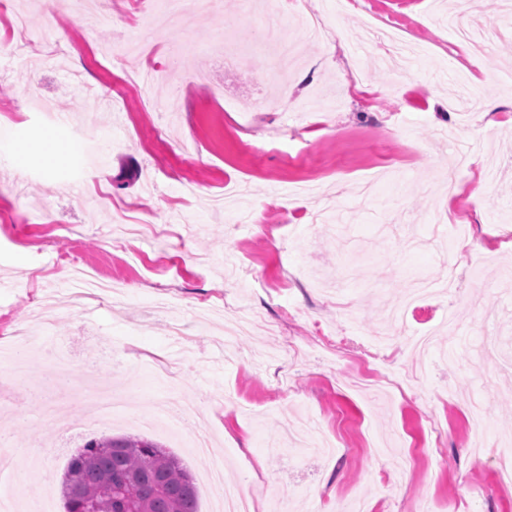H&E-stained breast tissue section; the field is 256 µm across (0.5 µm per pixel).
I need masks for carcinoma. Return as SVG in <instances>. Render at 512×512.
Listing matches in <instances>:
<instances>
[{
  "instance_id": "obj_1",
  "label": "carcinoma",
  "mask_w": 512,
  "mask_h": 512,
  "mask_svg": "<svg viewBox=\"0 0 512 512\" xmlns=\"http://www.w3.org/2000/svg\"><path fill=\"white\" fill-rule=\"evenodd\" d=\"M78 487L86 497L70 496ZM65 512H198L189 471L142 437L91 439L64 475Z\"/></svg>"
}]
</instances>
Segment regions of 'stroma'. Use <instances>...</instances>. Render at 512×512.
I'll list each match as a JSON object with an SVG mask.
<instances>
[{
    "label": "stroma",
    "instance_id": "1",
    "mask_svg": "<svg viewBox=\"0 0 512 512\" xmlns=\"http://www.w3.org/2000/svg\"><path fill=\"white\" fill-rule=\"evenodd\" d=\"M511 1L465 0L464 23L498 31L477 58L448 0H386L408 29L399 61L365 39L374 0H310L329 34L303 42L271 104L265 34L299 37L300 0H222L175 42L136 0L105 22L55 0H28L23 29L0 19L23 45L0 56V335L42 312L40 341L73 366L14 378L0 360L22 487L53 486L64 512L70 458L141 433L125 416L82 427L87 386L110 378L146 417L199 405L254 512H345L359 495L370 512H512L496 479L512 457V252L489 236L512 231ZM228 50L243 67L220 63ZM152 67L148 88L125 84ZM62 125L61 147L39 144ZM53 258L122 297L72 309ZM54 398L76 429L41 416ZM146 435L213 512L211 456Z\"/></svg>",
    "mask_w": 512,
    "mask_h": 512
}]
</instances>
